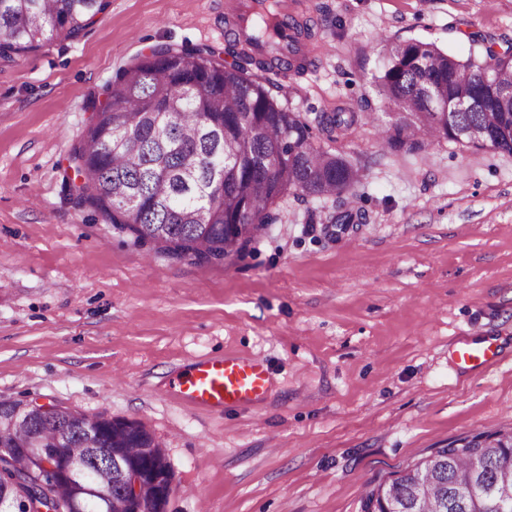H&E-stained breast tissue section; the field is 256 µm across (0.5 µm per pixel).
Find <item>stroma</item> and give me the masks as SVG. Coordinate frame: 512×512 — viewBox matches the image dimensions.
Returning a JSON list of instances; mask_svg holds the SVG:
<instances>
[{
    "label": "stroma",
    "instance_id": "1",
    "mask_svg": "<svg viewBox=\"0 0 512 512\" xmlns=\"http://www.w3.org/2000/svg\"><path fill=\"white\" fill-rule=\"evenodd\" d=\"M225 0H110L74 39L0 59V396L135 420L174 469L165 512H361L365 494L449 442L512 427V156L440 141L382 150L381 38L468 55L512 43V0H312L307 115L361 123L365 164L338 197L289 196L248 252L175 260L116 233L64 189L86 104L150 47L224 51ZM363 209L365 224L325 218ZM489 340L493 365L459 364ZM263 355L267 398L181 403L171 371Z\"/></svg>",
    "mask_w": 512,
    "mask_h": 512
}]
</instances>
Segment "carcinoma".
Instances as JSON below:
<instances>
[{"label": "carcinoma", "mask_w": 512, "mask_h": 512, "mask_svg": "<svg viewBox=\"0 0 512 512\" xmlns=\"http://www.w3.org/2000/svg\"><path fill=\"white\" fill-rule=\"evenodd\" d=\"M244 35L228 44L233 61L199 46H156L116 73L103 99L89 102L93 117L70 159L81 185L68 184L80 205L140 245L173 259L219 263L242 256L256 233L278 219L279 201L296 196H339L362 179L360 168L328 147L359 122L338 108L309 120L283 101L284 86L249 73L305 70L304 54L278 50L283 34L294 42L305 27L281 11L280 0H255ZM110 0H0V58L39 49L62 33L75 39ZM384 64L374 83L384 103L405 115L382 131L380 147L418 153L440 140L512 155V49L495 44L462 58L425 40H386ZM469 89L466 112L451 106ZM486 136L475 139L467 128ZM364 212L339 210L328 223L365 224ZM20 422L8 424L17 415ZM0 512H57L73 484L60 480L62 458L87 461L97 493L79 512H120L122 487L113 479L112 449L134 466L149 461L145 448H159L136 421L87 416L68 408L24 405L0 398ZM37 441L42 456L25 453ZM367 493L362 512H496L490 502L464 496L459 476L512 487V428L454 440Z\"/></svg>", "instance_id": "carcinoma-1"}]
</instances>
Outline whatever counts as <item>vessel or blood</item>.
I'll return each mask as SVG.
<instances>
[{"label":"vessel or blood","instance_id":"1","mask_svg":"<svg viewBox=\"0 0 512 512\" xmlns=\"http://www.w3.org/2000/svg\"><path fill=\"white\" fill-rule=\"evenodd\" d=\"M461 364L486 365L493 355L485 347L462 342ZM169 387L174 395L193 406L221 413L251 407L264 400L271 387L267 361L259 356L201 357L174 370Z\"/></svg>","mask_w":512,"mask_h":512}]
</instances>
